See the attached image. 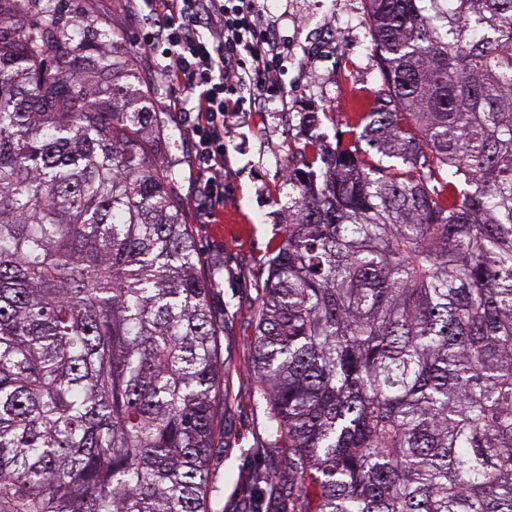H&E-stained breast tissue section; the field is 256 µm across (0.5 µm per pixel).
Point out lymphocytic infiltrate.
I'll use <instances>...</instances> for the list:
<instances>
[{
  "label": "lymphocytic infiltrate",
  "mask_w": 512,
  "mask_h": 512,
  "mask_svg": "<svg viewBox=\"0 0 512 512\" xmlns=\"http://www.w3.org/2000/svg\"><path fill=\"white\" fill-rule=\"evenodd\" d=\"M159 9L161 33L147 36L142 53L163 39L166 69L180 89L175 111L192 112L205 197H224L229 145L224 130L239 114L283 94V56L260 0H146Z\"/></svg>",
  "instance_id": "1"
}]
</instances>
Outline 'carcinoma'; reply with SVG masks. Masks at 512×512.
Returning a JSON list of instances; mask_svg holds the SVG:
<instances>
[{
	"mask_svg": "<svg viewBox=\"0 0 512 512\" xmlns=\"http://www.w3.org/2000/svg\"><path fill=\"white\" fill-rule=\"evenodd\" d=\"M253 347L292 512H512V0H365ZM139 56L0 0V512H208L219 336ZM397 163L374 166L369 151Z\"/></svg>",
	"mask_w": 512,
	"mask_h": 512,
	"instance_id": "cac0c4a2",
	"label": "carcinoma"
}]
</instances>
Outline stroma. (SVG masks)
Returning a JSON list of instances; mask_svg holds the SVG:
<instances>
[{"instance_id":"1","label":"stroma","mask_w":512,"mask_h":512,"mask_svg":"<svg viewBox=\"0 0 512 512\" xmlns=\"http://www.w3.org/2000/svg\"><path fill=\"white\" fill-rule=\"evenodd\" d=\"M262 6L288 47L286 94L262 111L244 113L230 129L224 199L215 213L201 206L192 120L170 107L177 85L161 56L142 57L138 71L139 82L154 88L152 106L165 121L155 161L176 171L184 219L201 254L200 272L216 282L210 309L223 325L226 398L216 420L209 512H289L287 491L267 497L249 486L253 471L273 464L262 453L269 421L252 369V341L269 254L288 220L282 168L310 138L335 145L354 124L359 105L369 103L381 85L364 0H262ZM78 12L116 31L129 47L154 29L143 0H80ZM310 112L321 113L317 126L306 123Z\"/></svg>"}]
</instances>
